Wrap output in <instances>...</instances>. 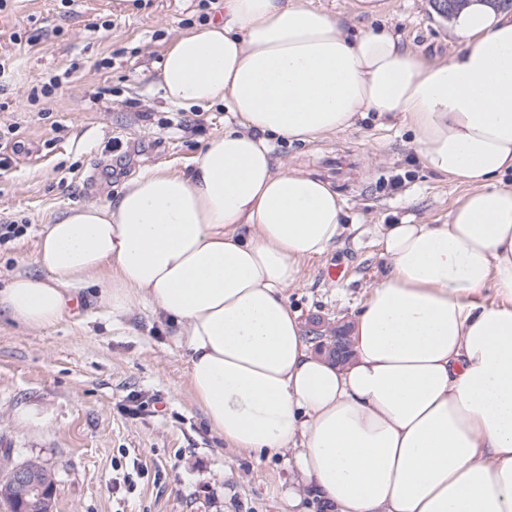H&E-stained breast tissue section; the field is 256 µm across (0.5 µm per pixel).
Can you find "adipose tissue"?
Masks as SVG:
<instances>
[{"instance_id":"1","label":"adipose tissue","mask_w":512,"mask_h":512,"mask_svg":"<svg viewBox=\"0 0 512 512\" xmlns=\"http://www.w3.org/2000/svg\"><path fill=\"white\" fill-rule=\"evenodd\" d=\"M448 33L456 53L425 62L312 0H224L159 72L169 103L224 105L223 132L189 172L147 169L62 214L0 314L55 326L90 283L113 323L136 304L163 312L211 427L288 450L324 512H512V12L471 0ZM367 112L399 118L423 165L468 190L445 223L381 225L388 271L336 365L310 351L284 290L345 234L344 201L277 165L271 141Z\"/></svg>"}]
</instances>
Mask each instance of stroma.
<instances>
[{"label": "stroma", "instance_id": "1", "mask_svg": "<svg viewBox=\"0 0 512 512\" xmlns=\"http://www.w3.org/2000/svg\"><path fill=\"white\" fill-rule=\"evenodd\" d=\"M224 0H12L0 13V134L15 150L0 170V224L25 234L0 246V288L33 270L42 233L65 210L114 198L139 172L189 171L224 129V107L170 105L158 85L167 46L199 23L219 21ZM384 28L421 60L445 61L457 43L433 0H385ZM55 95L34 99L51 76ZM283 165L330 181L356 223L336 247L306 260L285 290L303 325L350 323L387 271L383 224H441L467 187L426 169L412 134L369 113L355 127L302 144L275 139ZM399 189H391L394 177ZM340 278L326 275L329 266ZM97 286L82 289L85 320L51 329L0 316V453L36 459L55 476L53 512H290L288 451L230 447L198 405L186 357L157 312L134 308L123 325L97 314ZM159 399L132 414V397ZM141 468L133 487L119 479Z\"/></svg>", "mask_w": 512, "mask_h": 512}]
</instances>
